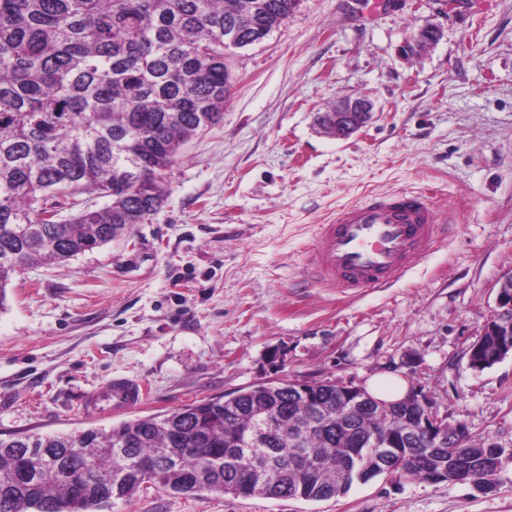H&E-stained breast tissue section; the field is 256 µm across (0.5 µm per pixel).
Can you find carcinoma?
I'll use <instances>...</instances> for the list:
<instances>
[{
	"label": "carcinoma",
	"mask_w": 512,
	"mask_h": 512,
	"mask_svg": "<svg viewBox=\"0 0 512 512\" xmlns=\"http://www.w3.org/2000/svg\"><path fill=\"white\" fill-rule=\"evenodd\" d=\"M298 0H0V309L18 265L65 266L150 220L168 196V172L188 141L219 123L231 90L224 35L251 46L279 29ZM108 202L81 207L80 196ZM70 211L71 215L61 217ZM277 408L278 428L301 448L320 447L336 424L292 391L250 386L237 411L221 397L104 432L0 436V512H99L130 500L144 484L172 495H226L243 475V443L256 400ZM398 413L367 417L369 431H394ZM425 443L400 457L402 473L429 480ZM94 457L95 488L78 497L69 478ZM509 448L467 435L442 449L448 482L492 489ZM152 460L153 475L139 469ZM336 454L322 453L313 473L290 471L286 493L309 501L346 494Z\"/></svg>",
	"instance_id": "obj_1"
}]
</instances>
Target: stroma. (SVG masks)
<instances>
[{
  "label": "stroma",
  "instance_id": "1",
  "mask_svg": "<svg viewBox=\"0 0 512 512\" xmlns=\"http://www.w3.org/2000/svg\"><path fill=\"white\" fill-rule=\"evenodd\" d=\"M426 24L440 37L415 49ZM231 69L223 120L182 148L157 215L13 281L0 434L112 428L121 416L82 403L115 375L145 382L142 416L273 377L363 387L391 375L511 445L512 356L478 371L468 349L512 274V0H298ZM355 95L376 105L366 127L316 126ZM399 188L434 191L455 236L388 288L303 285L324 216ZM105 512H512V464L485 493L384 473L328 501L143 488Z\"/></svg>",
  "mask_w": 512,
  "mask_h": 512
}]
</instances>
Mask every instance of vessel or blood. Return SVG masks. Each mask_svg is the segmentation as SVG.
Listing matches in <instances>:
<instances>
[{"label":"vessel or blood","mask_w":512,"mask_h":512,"mask_svg":"<svg viewBox=\"0 0 512 512\" xmlns=\"http://www.w3.org/2000/svg\"><path fill=\"white\" fill-rule=\"evenodd\" d=\"M453 230V225L441 220L431 193L369 192L317 225L303 275L348 294L381 288L418 265ZM147 395L141 381L117 375L104 390L93 391L83 408L124 413L142 405Z\"/></svg>","instance_id":"b4317fda"}]
</instances>
